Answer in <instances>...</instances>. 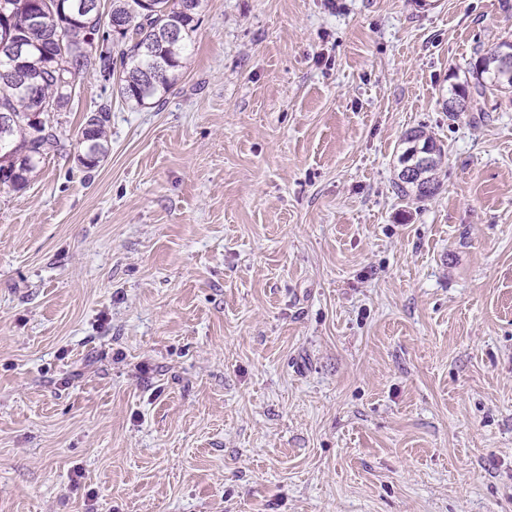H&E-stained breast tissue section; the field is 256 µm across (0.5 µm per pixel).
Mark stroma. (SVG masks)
Instances as JSON below:
<instances>
[{
	"instance_id": "1",
	"label": "stroma",
	"mask_w": 512,
	"mask_h": 512,
	"mask_svg": "<svg viewBox=\"0 0 512 512\" xmlns=\"http://www.w3.org/2000/svg\"><path fill=\"white\" fill-rule=\"evenodd\" d=\"M503 40L512 0H204L159 102L80 78L0 189V512H512V101L443 108ZM111 112V102H105L86 117L80 138V143L84 148L78 155L80 163L86 169L96 168L107 155L106 127ZM405 148L399 157L401 169L398 181L394 182L397 196L407 197L414 194L417 199H425L435 194L438 189L436 174L441 164L443 148L432 136L422 130H411L403 136ZM415 165V177H406L404 169Z\"/></svg>"
}]
</instances>
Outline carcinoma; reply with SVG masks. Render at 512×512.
Segmentation results:
<instances>
[{"label": "carcinoma", "mask_w": 512, "mask_h": 512, "mask_svg": "<svg viewBox=\"0 0 512 512\" xmlns=\"http://www.w3.org/2000/svg\"><path fill=\"white\" fill-rule=\"evenodd\" d=\"M8 10L0 17V42H20L22 56L0 49V113L14 116L8 141L0 146V187L25 188L37 166L62 148L54 126L31 111L28 80L34 78L36 93L65 111L71 102L64 80L96 74L113 82L121 101L144 105L179 76L185 68L187 46L196 31L203 0H112L109 19L86 9L88 0H6ZM65 46V57L56 59L55 41ZM503 40L483 54L472 67V82L453 86L450 99L479 105L488 97L512 96V79L502 76ZM112 104L105 102L86 117L81 130L83 151L79 161L96 168L108 152L106 127ZM399 157L401 171L394 191L425 199L438 189L436 174L443 148L422 130L403 136ZM414 165L415 177L404 168Z\"/></svg>", "instance_id": "carcinoma-1"}]
</instances>
